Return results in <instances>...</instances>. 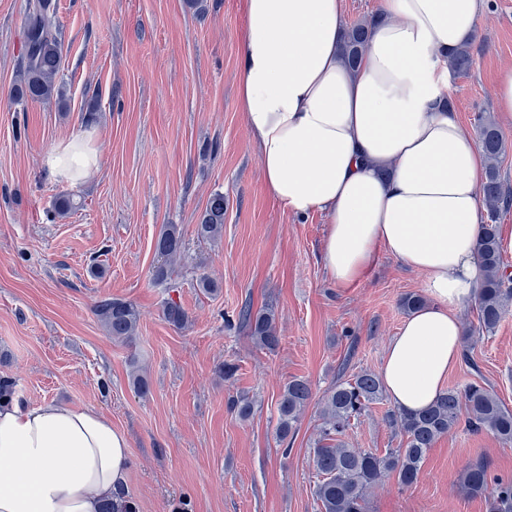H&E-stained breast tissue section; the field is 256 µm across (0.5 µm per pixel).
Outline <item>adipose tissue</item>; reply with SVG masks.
I'll list each match as a JSON object with an SVG mask.
<instances>
[{
    "label": "adipose tissue",
    "mask_w": 512,
    "mask_h": 512,
    "mask_svg": "<svg viewBox=\"0 0 512 512\" xmlns=\"http://www.w3.org/2000/svg\"><path fill=\"white\" fill-rule=\"evenodd\" d=\"M485 0H381L347 68L342 0H246L238 106L269 194L323 213L337 287L385 251L423 276L427 303L385 351L382 383L429 408L462 355L459 310L483 278L476 240L484 157L455 111L448 54L472 42ZM123 431L92 408L0 403V512H101L128 481Z\"/></svg>",
    "instance_id": "1"
}]
</instances>
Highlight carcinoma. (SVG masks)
<instances>
[{
    "label": "carcinoma",
    "mask_w": 512,
    "mask_h": 512,
    "mask_svg": "<svg viewBox=\"0 0 512 512\" xmlns=\"http://www.w3.org/2000/svg\"><path fill=\"white\" fill-rule=\"evenodd\" d=\"M56 0H27L24 18L27 39L19 64L15 96L20 101L55 102L66 105L63 85L58 82L62 70L63 39L56 21ZM369 21L351 26L345 33L342 55L355 68L368 45ZM473 63L470 44H463L451 54L455 72L466 74ZM479 145L485 155L486 174L482 192L491 223L481 227L476 248L483 270L481 288L475 299L478 330L493 331L512 303V273L508 272L496 220L512 206V192L501 178L499 162L506 151L497 123L482 117L478 124ZM224 232V193H213L197 224V236L216 240ZM155 248L168 261L181 258L184 249L182 233L176 224H167L160 232ZM108 338L130 341L136 335L140 320L137 307L118 299H104L95 306ZM162 315L173 328L181 330L189 323L188 312L181 304L168 299ZM239 321L248 327L255 344L270 353L279 348L281 336L275 311L269 307L253 312L251 303L239 311ZM383 386L379 378L367 371L352 378L338 380L331 387L321 409L319 438L313 448L312 463L318 477L314 495L320 512H367V496L394 476L409 488L417 481L427 452L440 437L449 434L465 421L471 432L488 431L506 444L512 443V409L486 385L472 382L462 390H445L428 409L407 412L391 409L385 420L389 427L405 438V447L381 455L370 450L351 448L345 441L352 422L370 405L381 401ZM312 400L308 381L294 378L284 384L277 403L276 436L285 443L295 434L300 417ZM229 411L241 419L253 413V404L245 397L228 401ZM463 492L485 502L486 512H512V479L493 477L480 462L467 464L462 471Z\"/></svg>",
    "instance_id": "obj_1"
}]
</instances>
